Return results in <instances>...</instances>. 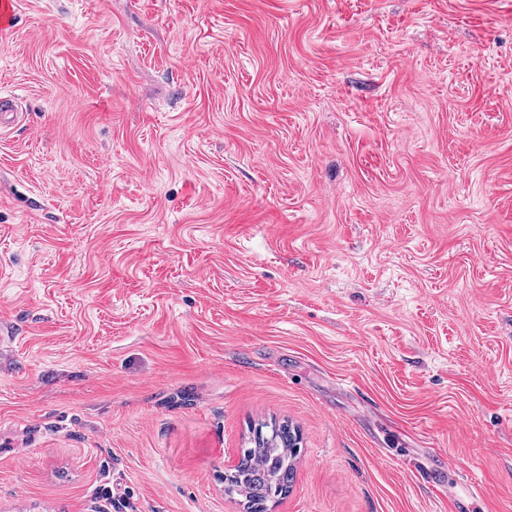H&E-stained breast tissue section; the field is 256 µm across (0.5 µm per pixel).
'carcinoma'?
Listing matches in <instances>:
<instances>
[{
	"mask_svg": "<svg viewBox=\"0 0 512 512\" xmlns=\"http://www.w3.org/2000/svg\"><path fill=\"white\" fill-rule=\"evenodd\" d=\"M295 466L288 430L276 425L271 435L259 440L257 447L244 451L229 491L243 496L247 508L263 512L266 501L288 491Z\"/></svg>",
	"mask_w": 512,
	"mask_h": 512,
	"instance_id": "carcinoma-1",
	"label": "carcinoma"
}]
</instances>
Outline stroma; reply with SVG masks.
Instances as JSON below:
<instances>
[{"label":"stroma","mask_w":512,"mask_h":512,"mask_svg":"<svg viewBox=\"0 0 512 512\" xmlns=\"http://www.w3.org/2000/svg\"><path fill=\"white\" fill-rule=\"evenodd\" d=\"M0 512H512V0H15ZM288 430L274 423L272 434L263 436L255 448L244 451L228 490L244 496L247 508L263 512L272 496L288 491L294 478L296 462Z\"/></svg>","instance_id":"stroma-1"}]
</instances>
